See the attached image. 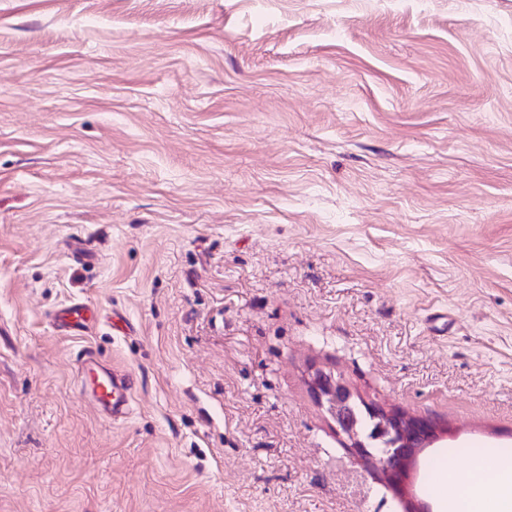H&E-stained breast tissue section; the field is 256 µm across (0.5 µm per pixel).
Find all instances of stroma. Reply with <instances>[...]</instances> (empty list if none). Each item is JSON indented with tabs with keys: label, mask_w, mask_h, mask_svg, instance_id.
I'll use <instances>...</instances> for the list:
<instances>
[{
	"label": "stroma",
	"mask_w": 512,
	"mask_h": 512,
	"mask_svg": "<svg viewBox=\"0 0 512 512\" xmlns=\"http://www.w3.org/2000/svg\"><path fill=\"white\" fill-rule=\"evenodd\" d=\"M319 372L512 449V0H0V512H403ZM59 321L62 332H81L88 321V309L82 304L65 306L60 310ZM89 402L101 413L109 417L124 414L131 397V381L126 373L118 372L101 365V361L92 349H86L77 364ZM126 392L121 400L116 393L119 387Z\"/></svg>",
	"instance_id": "stroma-1"
}]
</instances>
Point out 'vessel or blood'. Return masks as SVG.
<instances>
[{"mask_svg":"<svg viewBox=\"0 0 512 512\" xmlns=\"http://www.w3.org/2000/svg\"><path fill=\"white\" fill-rule=\"evenodd\" d=\"M60 328L65 333L83 331L88 321V310L84 305L73 304L61 309ZM90 403L101 413L116 417L124 414L128 402L117 395L120 387L130 386L126 373L102 365L94 350H85L77 364Z\"/></svg>","mask_w":512,"mask_h":512,"instance_id":"obj_1","label":"vessel or blood"}]
</instances>
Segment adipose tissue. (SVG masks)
<instances>
[{"instance_id": "ef3b65f1", "label": "adipose tissue", "mask_w": 512, "mask_h": 512, "mask_svg": "<svg viewBox=\"0 0 512 512\" xmlns=\"http://www.w3.org/2000/svg\"><path fill=\"white\" fill-rule=\"evenodd\" d=\"M441 512H512V451L486 449L468 477L448 468L437 473Z\"/></svg>"}]
</instances>
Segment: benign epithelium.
I'll return each instance as SVG.
<instances>
[{
    "instance_id": "obj_1",
    "label": "benign epithelium",
    "mask_w": 512,
    "mask_h": 512,
    "mask_svg": "<svg viewBox=\"0 0 512 512\" xmlns=\"http://www.w3.org/2000/svg\"><path fill=\"white\" fill-rule=\"evenodd\" d=\"M311 387L316 397L327 405L336 423V434L345 437L348 448L380 465L384 479L398 493L404 492V479L417 455L440 441L447 430L428 418L407 417L399 412L368 408L373 423L367 428L356 416L357 403L350 389L338 379L317 373ZM378 440L383 447L371 452L368 442Z\"/></svg>"
}]
</instances>
